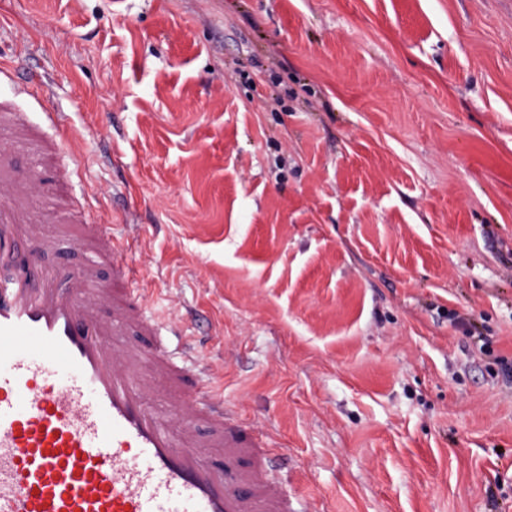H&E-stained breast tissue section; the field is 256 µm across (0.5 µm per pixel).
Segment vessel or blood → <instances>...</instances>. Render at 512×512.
I'll list each match as a JSON object with an SVG mask.
<instances>
[{"mask_svg": "<svg viewBox=\"0 0 512 512\" xmlns=\"http://www.w3.org/2000/svg\"><path fill=\"white\" fill-rule=\"evenodd\" d=\"M41 191L0 159V512H290L265 433L149 344L159 328L137 271L103 225H85L95 249L81 266L38 263L56 247L26 203ZM101 263L110 284L95 280ZM120 327L146 344H109ZM148 361L165 366L178 419L146 405ZM199 420L208 438L191 431Z\"/></svg>", "mask_w": 512, "mask_h": 512, "instance_id": "1", "label": "vessel or blood"}]
</instances>
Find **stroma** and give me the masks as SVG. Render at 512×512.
<instances>
[{"label": "stroma", "instance_id": "stroma-1", "mask_svg": "<svg viewBox=\"0 0 512 512\" xmlns=\"http://www.w3.org/2000/svg\"><path fill=\"white\" fill-rule=\"evenodd\" d=\"M0 58L39 262L104 224L292 512H512V0H0Z\"/></svg>", "mask_w": 512, "mask_h": 512}]
</instances>
